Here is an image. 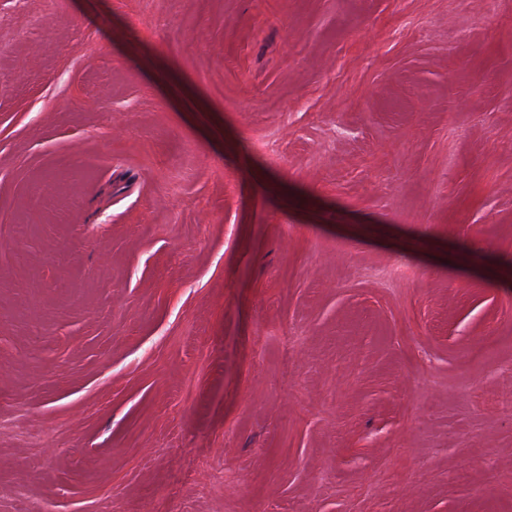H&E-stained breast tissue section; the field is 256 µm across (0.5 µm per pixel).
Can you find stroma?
<instances>
[{"mask_svg":"<svg viewBox=\"0 0 512 512\" xmlns=\"http://www.w3.org/2000/svg\"><path fill=\"white\" fill-rule=\"evenodd\" d=\"M0 512H512V0H0Z\"/></svg>","mask_w":512,"mask_h":512,"instance_id":"obj_1","label":"stroma"}]
</instances>
